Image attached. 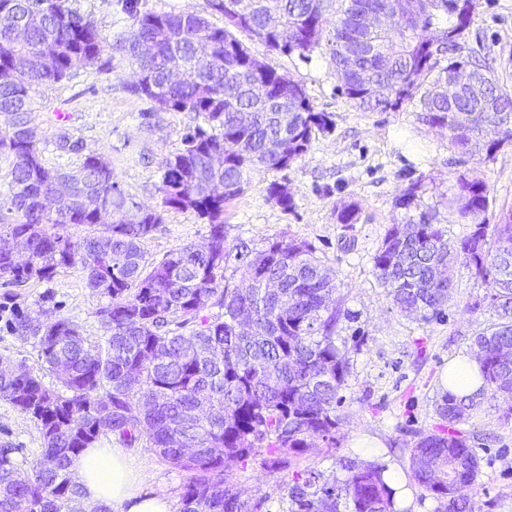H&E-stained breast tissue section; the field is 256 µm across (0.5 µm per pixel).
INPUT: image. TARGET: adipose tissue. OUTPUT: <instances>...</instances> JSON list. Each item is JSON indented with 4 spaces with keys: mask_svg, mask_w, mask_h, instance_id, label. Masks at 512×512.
I'll return each mask as SVG.
<instances>
[{
    "mask_svg": "<svg viewBox=\"0 0 512 512\" xmlns=\"http://www.w3.org/2000/svg\"><path fill=\"white\" fill-rule=\"evenodd\" d=\"M481 384L480 362L473 353L458 355L442 376L443 388L456 396L475 393ZM70 473L92 505L110 506L112 512H170L166 501L142 490L134 462L122 449H85L73 457Z\"/></svg>",
    "mask_w": 512,
    "mask_h": 512,
    "instance_id": "ef3b65f1",
    "label": "adipose tissue"
}]
</instances>
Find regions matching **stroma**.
<instances>
[{
	"mask_svg": "<svg viewBox=\"0 0 512 512\" xmlns=\"http://www.w3.org/2000/svg\"><path fill=\"white\" fill-rule=\"evenodd\" d=\"M126 3L79 0L78 5L116 39L131 24ZM474 5L466 46L489 54L500 79L512 88V0H474ZM249 48L263 63L300 80L317 111L329 113L333 127L316 137L303 161L282 171L253 173L245 192L225 206L224 233L233 252L226 269L235 271L237 253L257 252L275 238L291 236L310 243L336 274L343 310L336 344L348 355L350 372L340 391L342 422L335 443L289 458L286 467L273 471L254 460L237 464L230 479L243 500L263 496V512H282V485L294 474L314 470L340 478L341 460L379 462L400 478L398 512H438L439 501L411 477L410 450L418 434L435 431L440 423L435 401L449 361L471 350L474 337L496 323L497 316L487 307L470 310L478 288L461 263L454 268L445 318L424 322L403 315L376 279L372 257L388 227L402 218V210L394 206L400 191L419 179L427 188L426 202L436 203L454 181L455 154L444 132L423 124L414 112L357 108L339 88L327 45L305 59L269 51L258 41ZM132 72L129 61L116 53L111 70L89 67L63 82L36 88L31 118L41 136L46 166H78L82 155L57 152L55 141L64 133L82 138L109 163L124 193L156 208L163 159L180 151L187 127L202 119L192 112L157 110L150 100L133 95ZM466 167L488 184L490 214L512 203L511 145L491 160L473 156ZM273 181L287 186L293 209L284 211L268 201L265 189ZM349 202L360 207L357 223H338L337 207ZM208 237V225L194 212L169 210L142 247L149 261L157 263L186 245L204 244ZM106 302L72 268L58 269L51 280L20 286L0 279V359L39 369L34 341L13 331L19 314L38 310L52 318H69L84 336L103 341L108 329L98 310ZM458 429L475 437L481 460L479 476L466 491L477 512H512V415L502 403L484 398ZM364 439L369 447H361ZM5 442L17 448V463L25 471L43 446L35 421L0 400V444ZM128 454L143 490L179 512L189 472L163 460L145 440L130 447Z\"/></svg>",
	"mask_w": 512,
	"mask_h": 512,
	"instance_id": "1",
	"label": "stroma"
}]
</instances>
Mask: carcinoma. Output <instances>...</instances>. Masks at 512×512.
I'll return each mask as SVG.
<instances>
[{
    "instance_id": "carcinoma-1",
    "label": "carcinoma",
    "mask_w": 512,
    "mask_h": 512,
    "mask_svg": "<svg viewBox=\"0 0 512 512\" xmlns=\"http://www.w3.org/2000/svg\"><path fill=\"white\" fill-rule=\"evenodd\" d=\"M75 0H0V157L11 167L0 212L20 217L0 232V278L8 284L51 279L59 268H74L89 288L108 297L98 314L112 321L104 342H91L66 317L41 319L23 314L14 330L37 339L44 370L57 377L58 392L41 375L24 370L0 376V399L40 426L43 448L30 472L21 474L13 449L0 445V512H86L83 495L69 475L72 457L103 436L132 447L146 439L172 465L194 475L183 486L181 512H261L265 499L241 500L228 478L234 465L249 459L277 467L283 455H302L334 439L341 417L338 392L350 371L336 346L342 310L336 277L309 243L294 237L267 242L254 255H238L240 283L224 276L230 250L224 236V207L242 195L254 171H281L306 157L317 134L332 130L331 116L315 111L304 85L268 67L262 77L272 103L252 100L246 87L254 56L241 39L260 34L265 13L280 14L282 31L263 39L271 50L305 58L324 40L341 88L366 112L409 107L418 119L448 133L458 165L478 153L492 160L512 145V91L494 71L466 49L473 0H208L218 26L190 10H126L127 34L109 42ZM33 10L42 24L30 28ZM335 11L331 30L327 15ZM392 10L391 28L360 26L364 14ZM125 56L148 75L161 93L158 110L193 112L206 125L187 128L183 148L162 161L158 187L161 208H145L113 181L112 169L80 138L62 134L56 148L84 153L74 168H49L41 158V138L32 125L31 91L94 65L105 48ZM183 61L182 79L167 83L168 62ZM458 69L472 80L455 96L432 93V86ZM379 84L385 94L371 91ZM251 112L243 126L239 114ZM288 149L279 151V147ZM224 155L216 164L213 156ZM62 177L70 192L47 212L39 198ZM224 185V195L208 187ZM424 184L412 181L395 197L404 210L388 228L373 256L376 279L400 312L430 321L444 315L455 263L473 270L484 293L471 309L486 306L498 323L474 340L483 385L472 397L448 393L436 411L448 426L421 435L410 451V469L419 487L444 512H473L451 474L475 483L480 461L453 425L464 421L488 396L512 412V366L499 353L512 348V205L498 210L493 234L486 214L492 204L486 182L467 171L456 175L441 197L454 222L469 231L452 243L437 208L425 202ZM267 199L290 210L294 200L278 182ZM168 209L192 210L210 226L207 246L187 245L161 262L148 261L142 241L163 223ZM359 219L356 203L336 211L340 224ZM72 224L100 226L79 240ZM26 242L28 259L16 262L13 240ZM108 239V249L99 243ZM220 309L207 315L211 307ZM66 358L72 376L57 375ZM344 478L320 472L293 475L283 484L287 512H397L388 466L344 459Z\"/></svg>"
}]
</instances>
